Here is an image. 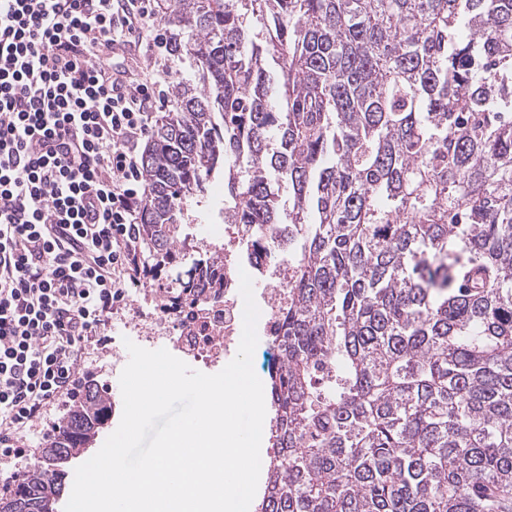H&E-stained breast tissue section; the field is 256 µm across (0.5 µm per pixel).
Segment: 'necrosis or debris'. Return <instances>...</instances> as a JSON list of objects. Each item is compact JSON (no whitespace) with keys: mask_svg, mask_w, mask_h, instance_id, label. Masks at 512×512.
I'll use <instances>...</instances> for the list:
<instances>
[{"mask_svg":"<svg viewBox=\"0 0 512 512\" xmlns=\"http://www.w3.org/2000/svg\"><path fill=\"white\" fill-rule=\"evenodd\" d=\"M186 244L210 256L207 270L223 275V288H205L199 297L176 292L171 305L150 312L136 300L130 315L118 316L117 322L120 330L144 345H167L180 359L212 368L235 357L242 336L244 303L235 260L240 237L236 225L227 224L203 238L189 236ZM252 266L267 281L257 305L266 343L273 349L278 344L279 315L288 303L291 262L285 256L273 261L268 254L257 253Z\"/></svg>","mask_w":512,"mask_h":512,"instance_id":"necrosis-or-debris-1","label":"necrosis or debris"}]
</instances>
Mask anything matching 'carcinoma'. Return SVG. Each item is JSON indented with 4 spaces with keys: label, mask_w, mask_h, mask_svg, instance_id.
<instances>
[{
    "label": "carcinoma",
    "mask_w": 512,
    "mask_h": 512,
    "mask_svg": "<svg viewBox=\"0 0 512 512\" xmlns=\"http://www.w3.org/2000/svg\"><path fill=\"white\" fill-rule=\"evenodd\" d=\"M161 22L195 80L141 155L142 276L197 287L183 227L218 179L245 254L286 227L295 262L260 512H512V0H164ZM110 420L87 385L0 512H56Z\"/></svg>",
    "instance_id": "obj_1"
}]
</instances>
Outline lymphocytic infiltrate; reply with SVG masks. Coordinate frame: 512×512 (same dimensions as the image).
<instances>
[{
  "instance_id": "obj_1",
  "label": "lymphocytic infiltrate",
  "mask_w": 512,
  "mask_h": 512,
  "mask_svg": "<svg viewBox=\"0 0 512 512\" xmlns=\"http://www.w3.org/2000/svg\"><path fill=\"white\" fill-rule=\"evenodd\" d=\"M162 0H0V456L70 396L141 275Z\"/></svg>"
}]
</instances>
